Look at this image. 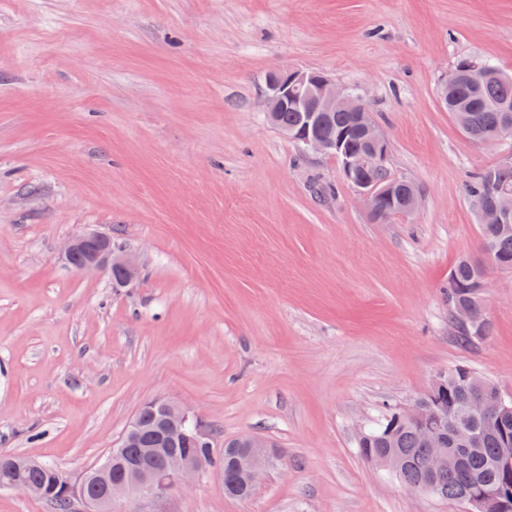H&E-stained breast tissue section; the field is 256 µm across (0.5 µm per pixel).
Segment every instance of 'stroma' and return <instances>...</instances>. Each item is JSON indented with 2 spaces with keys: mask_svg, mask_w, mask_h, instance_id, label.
I'll use <instances>...</instances> for the list:
<instances>
[{
  "mask_svg": "<svg viewBox=\"0 0 512 512\" xmlns=\"http://www.w3.org/2000/svg\"><path fill=\"white\" fill-rule=\"evenodd\" d=\"M463 58L512 73V0H0V449L71 481L147 401L176 400L280 464L217 471L153 512H465L364 460L359 432L470 369L512 397V269L467 188L512 146L441 105ZM277 66L366 98L419 206L377 223L336 157L267 120ZM97 231L125 288L63 257ZM486 274L488 334L456 340L448 275ZM234 440L225 441L224 443V457L220 459V464L224 468L220 470L222 480H224V492L232 497L246 498L253 492L249 486L255 487L259 481L260 476L266 472L271 463L272 456L266 451L252 452L250 448H267V446L259 439L248 436L238 440L240 447L231 446ZM228 448H237L239 456L236 460L237 472L240 480L248 485L235 483V454ZM229 483L230 487L225 488V481Z\"/></svg>",
  "mask_w": 512,
  "mask_h": 512,
  "instance_id": "1",
  "label": "stroma"
}]
</instances>
